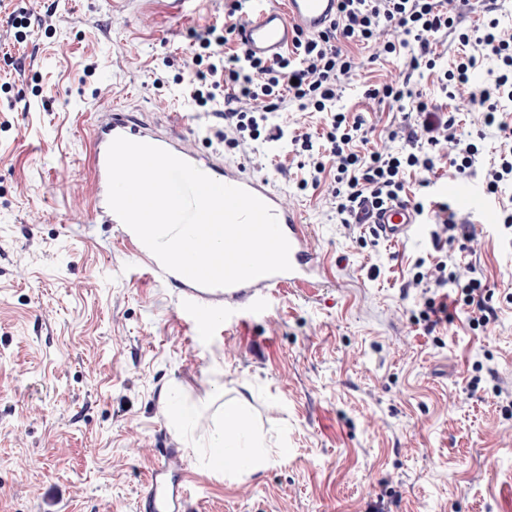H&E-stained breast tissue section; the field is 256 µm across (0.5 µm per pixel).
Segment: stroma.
Instances as JSON below:
<instances>
[{"instance_id": "stroma-1", "label": "stroma", "mask_w": 512, "mask_h": 512, "mask_svg": "<svg viewBox=\"0 0 512 512\" xmlns=\"http://www.w3.org/2000/svg\"><path fill=\"white\" fill-rule=\"evenodd\" d=\"M123 2L0 0V512H137L167 448L188 468L190 512H512V231L457 211L474 238L443 256L426 231L391 243L342 224L332 173L300 187L312 160L297 140L324 145L322 113L284 103L269 114L282 140L232 148L222 120L181 94L194 30L223 24L231 0H192L177 17L167 0ZM21 4L31 26L18 41L8 17ZM372 54L358 50L336 109L363 119L368 150L397 152L389 132L420 117L367 97L403 72ZM410 83L478 146L468 182L512 209V184L485 190L497 126L447 99L436 72ZM115 109L268 178L326 273L198 325L185 292L93 220V131ZM443 257L486 285L494 323L470 328L464 307L432 331L416 321L414 264ZM168 391L190 431L164 411ZM241 396L272 455L227 477L197 449Z\"/></svg>"}]
</instances>
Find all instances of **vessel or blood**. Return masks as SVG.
<instances>
[{"mask_svg": "<svg viewBox=\"0 0 512 512\" xmlns=\"http://www.w3.org/2000/svg\"><path fill=\"white\" fill-rule=\"evenodd\" d=\"M336 19V0H287L285 7L265 8L246 20L240 28V36L256 56L276 58L292 47L297 31L312 34L326 30ZM136 142H154L178 158L200 166L203 173L220 183L245 189L266 203L277 218L279 226L290 243L291 269L256 277L250 281L227 287H205L186 276L165 270L160 260L140 241L108 205L107 152L117 137ZM95 151L90 158L94 172V215L105 222L117 225L123 239L130 244L132 254L152 270L164 273L166 278L183 285L192 300L209 296H221L228 301L250 298L253 306H260L263 292L306 280L319 274L320 266L309 246L308 232L298 215L285 205L282 198L266 179L243 174L236 168H222L213 164H201L198 155L183 145L176 137L151 139L150 135L132 128L121 114H113L110 122L98 126L94 131ZM437 191L452 197L463 207L481 209L485 223H493L495 213L482 207L471 184L456 181L438 184ZM365 222L372 233L384 240H401L417 229V219L412 207L404 202L387 205L383 209L370 211ZM174 451H167L164 462L154 467L147 479V491L139 501L140 512H188V470L174 459Z\"/></svg>", "mask_w": 512, "mask_h": 512, "instance_id": "vessel-or-blood-1", "label": "vessel or blood"}]
</instances>
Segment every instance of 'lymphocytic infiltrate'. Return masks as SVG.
<instances>
[{
	"label": "lymphocytic infiltrate",
	"instance_id": "1",
	"mask_svg": "<svg viewBox=\"0 0 512 512\" xmlns=\"http://www.w3.org/2000/svg\"><path fill=\"white\" fill-rule=\"evenodd\" d=\"M338 10L332 27L316 35L297 33L291 53L272 60L254 57L239 40L240 24L235 18L224 26L208 25L194 31L189 53L193 65L183 78L182 95L203 107L214 100L216 90L224 92L225 125L250 139H283L282 128L267 127L269 112L279 103L296 102L303 111L326 113L327 142L315 151L311 138H304L302 148L314 152L312 184H319L320 174L335 170L333 193L336 211L342 223H350L361 199L378 204L400 199L407 170L433 172L446 148H453L452 164L459 176H467L478 148L474 143L459 147L454 143L453 119L429 109L409 80L384 84L383 97L393 102L414 103L422 116L420 124L408 127L406 152L392 154L373 151L363 155L355 142H367L361 119H349L336 111L338 86L354 76L359 63L355 46L373 45L377 56H405L409 69H435L433 44L438 33L456 30L460 48L448 69L440 73L441 87L466 90L461 106L481 112L484 124L497 126L505 146L499 162L489 176L487 187L496 190L499 183L512 181V30L491 19L477 34L457 31L453 0H337ZM476 44L497 60V69L489 82L473 85L472 73L478 65L476 55L467 51ZM417 215L428 214L434 220L431 232L436 250L448 242L471 240L470 225L457 223L448 203L423 195L412 204ZM411 285L415 288L453 290V302L470 309L472 324L484 327L494 322L497 312L490 305L486 288L475 277L461 280L445 261L434 263L418 259Z\"/></svg>",
	"mask_w": 512,
	"mask_h": 512
}]
</instances>
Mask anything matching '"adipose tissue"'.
<instances>
[{
  "label": "adipose tissue",
  "instance_id": "1",
  "mask_svg": "<svg viewBox=\"0 0 512 512\" xmlns=\"http://www.w3.org/2000/svg\"><path fill=\"white\" fill-rule=\"evenodd\" d=\"M247 415L248 402L245 398L225 402L224 424L213 430L204 451L205 458L214 461L220 450H231L232 462L221 467L222 472L229 475L242 471L255 474L264 470L269 462L258 436L242 426Z\"/></svg>",
  "mask_w": 512,
  "mask_h": 512
}]
</instances>
